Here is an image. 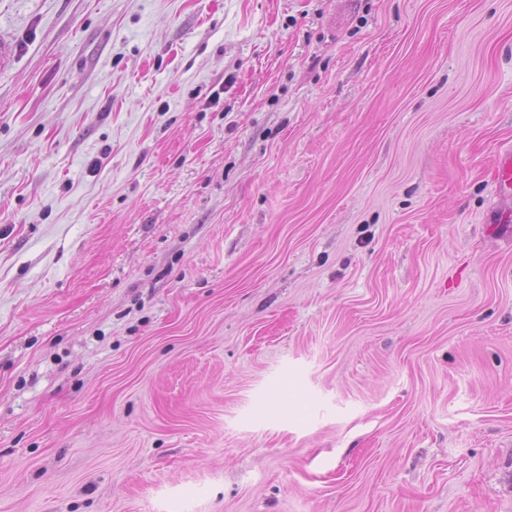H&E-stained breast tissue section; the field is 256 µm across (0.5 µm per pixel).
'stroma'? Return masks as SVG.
<instances>
[{"label": "stroma", "instance_id": "35a3bbf8", "mask_svg": "<svg viewBox=\"0 0 512 512\" xmlns=\"http://www.w3.org/2000/svg\"><path fill=\"white\" fill-rule=\"evenodd\" d=\"M0 31V512H512V0Z\"/></svg>", "mask_w": 512, "mask_h": 512}]
</instances>
